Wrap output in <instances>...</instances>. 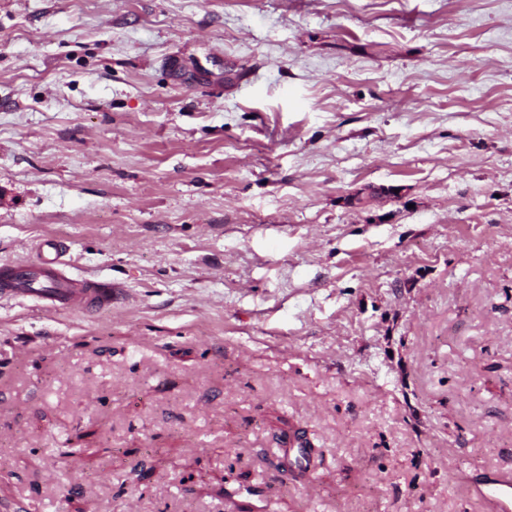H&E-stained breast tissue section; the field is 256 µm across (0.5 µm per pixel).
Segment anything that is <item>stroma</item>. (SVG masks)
I'll return each mask as SVG.
<instances>
[{
    "label": "stroma",
    "instance_id": "35a3bbf8",
    "mask_svg": "<svg viewBox=\"0 0 512 512\" xmlns=\"http://www.w3.org/2000/svg\"><path fill=\"white\" fill-rule=\"evenodd\" d=\"M46 236L117 294L0 297V512H487L512 0H0V265ZM311 450L301 441L285 448L279 458V473L292 479H300L310 467Z\"/></svg>",
    "mask_w": 512,
    "mask_h": 512
}]
</instances>
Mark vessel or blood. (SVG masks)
Segmentation results:
<instances>
[{
  "instance_id": "vessel-or-blood-1",
  "label": "vessel or blood",
  "mask_w": 512,
  "mask_h": 512,
  "mask_svg": "<svg viewBox=\"0 0 512 512\" xmlns=\"http://www.w3.org/2000/svg\"><path fill=\"white\" fill-rule=\"evenodd\" d=\"M66 251L61 241L46 237L38 244L35 260L0 266V295L36 300L55 312L91 313L111 306L112 289L95 281H76L68 276ZM311 451L296 442L283 450L279 472L292 479L309 469ZM472 495L486 500L492 512H512V474L504 473L471 486Z\"/></svg>"
}]
</instances>
